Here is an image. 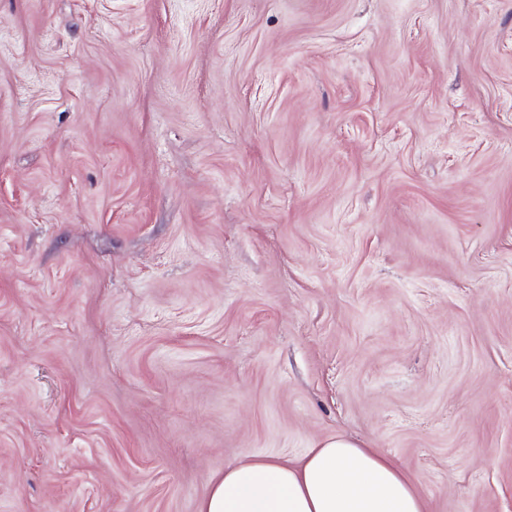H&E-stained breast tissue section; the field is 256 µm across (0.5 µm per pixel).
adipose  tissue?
<instances>
[{"instance_id":"1","label":"adipose tissue","mask_w":512,"mask_h":512,"mask_svg":"<svg viewBox=\"0 0 512 512\" xmlns=\"http://www.w3.org/2000/svg\"><path fill=\"white\" fill-rule=\"evenodd\" d=\"M199 512H425L395 460L336 435L288 465L257 456L225 468Z\"/></svg>"}]
</instances>
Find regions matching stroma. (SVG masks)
<instances>
[{"label": "stroma", "instance_id": "obj_1", "mask_svg": "<svg viewBox=\"0 0 512 512\" xmlns=\"http://www.w3.org/2000/svg\"><path fill=\"white\" fill-rule=\"evenodd\" d=\"M340 434L512 512V0H0V512Z\"/></svg>", "mask_w": 512, "mask_h": 512}]
</instances>
